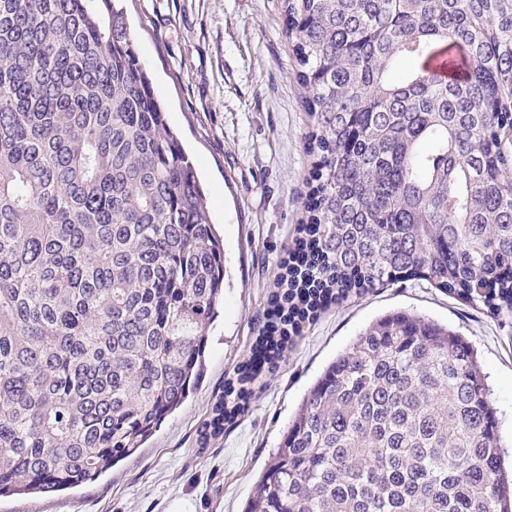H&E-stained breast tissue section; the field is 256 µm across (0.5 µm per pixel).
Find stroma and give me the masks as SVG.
<instances>
[{"instance_id":"stroma-1","label":"stroma","mask_w":512,"mask_h":512,"mask_svg":"<svg viewBox=\"0 0 512 512\" xmlns=\"http://www.w3.org/2000/svg\"><path fill=\"white\" fill-rule=\"evenodd\" d=\"M140 62L193 161L224 240V304L196 390L98 480L0 495V512H243L252 484L324 367L379 316L407 310L448 325L478 352L512 456V346L496 321L405 280L330 305L263 371L244 414L207 447L198 429L247 359L306 221V91L281 0H124Z\"/></svg>"}]
</instances>
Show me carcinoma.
Returning a JSON list of instances; mask_svg holds the SVG:
<instances>
[{
    "instance_id": "carcinoma-1",
    "label": "carcinoma",
    "mask_w": 512,
    "mask_h": 512,
    "mask_svg": "<svg viewBox=\"0 0 512 512\" xmlns=\"http://www.w3.org/2000/svg\"><path fill=\"white\" fill-rule=\"evenodd\" d=\"M307 90L305 245L255 349L424 281L512 326V0H282ZM459 63L443 80L437 57ZM224 244L123 0H0V494L80 487L201 375ZM247 363L202 424L246 408ZM471 344L377 319L305 394L245 512H512Z\"/></svg>"
}]
</instances>
